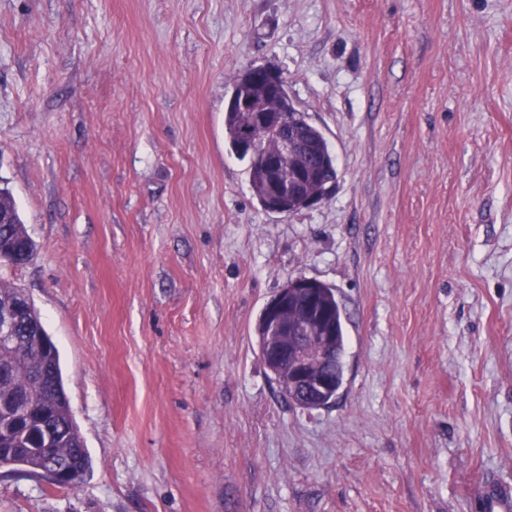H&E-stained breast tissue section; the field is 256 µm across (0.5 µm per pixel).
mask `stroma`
I'll return each instance as SVG.
<instances>
[{
    "label": "stroma",
    "instance_id": "1",
    "mask_svg": "<svg viewBox=\"0 0 512 512\" xmlns=\"http://www.w3.org/2000/svg\"><path fill=\"white\" fill-rule=\"evenodd\" d=\"M279 70L321 204L264 210L224 111ZM0 267L56 344L90 466L0 512H489L512 492V0H0ZM333 288L345 380L290 402L255 332ZM1 195V223H0V243L9 251L15 248L20 249L22 244L30 241L26 227L22 224L20 215L16 209L15 203L12 199L10 192L5 189H0ZM4 213H9V223H5Z\"/></svg>",
    "mask_w": 512,
    "mask_h": 512
}]
</instances>
